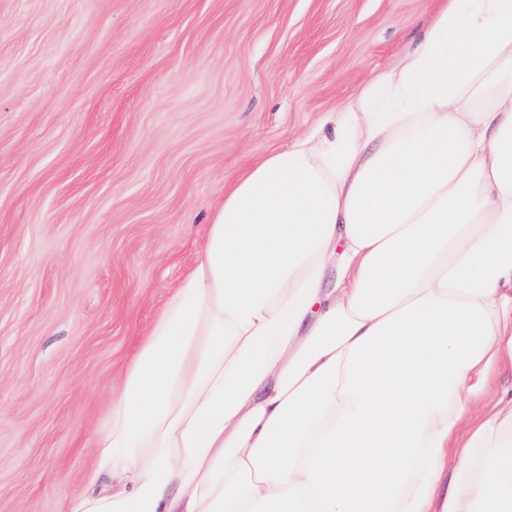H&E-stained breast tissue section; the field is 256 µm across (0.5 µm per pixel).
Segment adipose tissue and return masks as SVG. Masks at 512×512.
<instances>
[{
  "label": "adipose tissue",
  "instance_id": "obj_1",
  "mask_svg": "<svg viewBox=\"0 0 512 512\" xmlns=\"http://www.w3.org/2000/svg\"><path fill=\"white\" fill-rule=\"evenodd\" d=\"M504 372L512 0H439L225 192L65 512H512Z\"/></svg>",
  "mask_w": 512,
  "mask_h": 512
}]
</instances>
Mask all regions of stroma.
Wrapping results in <instances>:
<instances>
[{
	"mask_svg": "<svg viewBox=\"0 0 512 512\" xmlns=\"http://www.w3.org/2000/svg\"><path fill=\"white\" fill-rule=\"evenodd\" d=\"M435 0H0V512H63L224 190Z\"/></svg>",
	"mask_w": 512,
	"mask_h": 512,
	"instance_id": "stroma-1",
	"label": "stroma"
}]
</instances>
